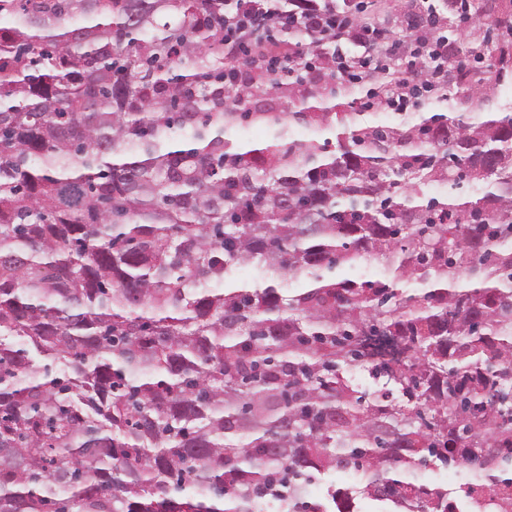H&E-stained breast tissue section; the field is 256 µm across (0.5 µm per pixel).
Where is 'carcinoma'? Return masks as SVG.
Here are the masks:
<instances>
[{
    "label": "carcinoma",
    "instance_id": "1",
    "mask_svg": "<svg viewBox=\"0 0 512 512\" xmlns=\"http://www.w3.org/2000/svg\"><path fill=\"white\" fill-rule=\"evenodd\" d=\"M246 6L0 0V512H326L305 487L350 472L374 512H448L418 469L512 481V102L464 83L443 15L473 114L375 120L306 69L336 79L331 44L225 56ZM370 81L408 85L396 57ZM450 181L481 196L428 195Z\"/></svg>",
    "mask_w": 512,
    "mask_h": 512
}]
</instances>
